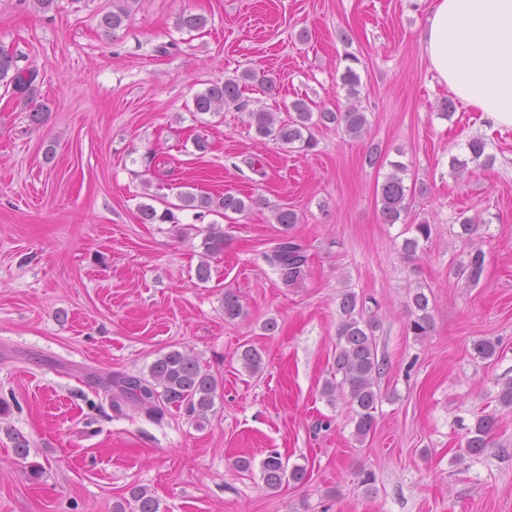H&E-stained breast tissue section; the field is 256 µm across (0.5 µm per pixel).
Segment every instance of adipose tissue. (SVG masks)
Wrapping results in <instances>:
<instances>
[{
	"label": "adipose tissue",
	"mask_w": 512,
	"mask_h": 512,
	"mask_svg": "<svg viewBox=\"0 0 512 512\" xmlns=\"http://www.w3.org/2000/svg\"><path fill=\"white\" fill-rule=\"evenodd\" d=\"M422 45L454 97L512 127V0H431Z\"/></svg>",
	"instance_id": "adipose-tissue-1"
}]
</instances>
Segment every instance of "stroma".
Masks as SVG:
<instances>
[{"instance_id":"obj_1","label":"stroma","mask_w":512,"mask_h":512,"mask_svg":"<svg viewBox=\"0 0 512 512\" xmlns=\"http://www.w3.org/2000/svg\"><path fill=\"white\" fill-rule=\"evenodd\" d=\"M120 1L0 0V44L37 72L34 98L0 85V512H113L136 487L160 512H512V408L496 401L512 380V128L459 102L443 117L452 95L421 43L430 0H124L127 17L105 37L98 22ZM185 12L206 26L180 28ZM349 54L364 138L321 126L298 153L256 135L253 109L283 120L299 98L314 112L349 106ZM247 68L275 90L254 83L246 110L195 112L196 94ZM475 137L492 163L453 176L451 158H468ZM373 144L408 166L406 223L380 219L389 168L366 164ZM188 189L256 203L227 218L181 210L174 224L142 222V205L163 209ZM283 207L309 255L291 286L264 259ZM462 214L484 220L473 237ZM408 223L432 227L413 260ZM212 224L226 245L209 256ZM474 244L485 269L470 284L451 268ZM419 288L433 320L425 337L408 326ZM228 290L243 308L234 320ZM346 291L377 321L383 362L362 441L347 400L322 394ZM482 339L498 341L495 358L477 357ZM245 345L261 354L259 373L245 370ZM173 349L218 377L213 414L114 411L113 378L147 376ZM483 411L498 423L473 458L465 433ZM272 452L306 466V479L267 489L260 464ZM240 458L250 469L235 468Z\"/></svg>"}]
</instances>
